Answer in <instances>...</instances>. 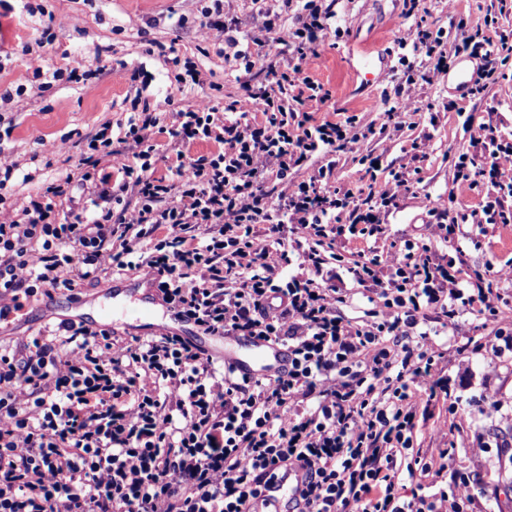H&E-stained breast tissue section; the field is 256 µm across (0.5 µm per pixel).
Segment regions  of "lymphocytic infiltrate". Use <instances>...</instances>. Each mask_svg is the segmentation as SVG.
I'll list each match as a JSON object with an SVG mask.
<instances>
[{"mask_svg":"<svg viewBox=\"0 0 512 512\" xmlns=\"http://www.w3.org/2000/svg\"><path fill=\"white\" fill-rule=\"evenodd\" d=\"M283 2L292 24H265L263 43L287 58L286 70L222 106L206 98L171 118L146 107L116 134L99 130L80 177L66 175L44 201L0 224V321L22 298L133 268L155 275L164 299L204 335L286 345L287 372L262 381L177 336L126 341L66 322L0 346V512H254L264 484L290 464L306 473L305 512H435L434 497L397 493L433 467L412 452L417 411L437 397L426 326L467 315L512 351L499 329L512 318V270L489 260L463 280L430 245L392 238L383 217L412 185L414 167L358 200L337 187L325 157L368 133L349 118L312 124L306 107L320 88L304 71L317 44L341 34L338 0ZM462 42L484 52L474 82L483 94L512 57V37L492 45L475 32ZM398 46L427 73L448 67L443 41L419 35ZM159 133L175 154L194 139L222 149L159 179ZM471 142L485 160L459 163L456 178L491 185L493 201L479 217L431 210L456 260L482 224L512 222V183L500 181L512 144L486 123ZM127 150L119 183L92 184L97 153ZM302 169L294 190L277 192ZM89 184L96 218L71 209L52 223L58 201ZM348 233L389 242L392 262L357 254L346 287L333 262ZM37 242L44 253L32 268L26 256ZM358 301L368 305L364 316L344 318L342 308ZM418 381L427 397L414 391Z\"/></svg>","mask_w":512,"mask_h":512,"instance_id":"1","label":"lymphocytic infiltrate"}]
</instances>
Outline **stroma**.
Returning <instances> with one entry per match:
<instances>
[{"mask_svg":"<svg viewBox=\"0 0 512 512\" xmlns=\"http://www.w3.org/2000/svg\"><path fill=\"white\" fill-rule=\"evenodd\" d=\"M491 0H426L421 17L407 16L404 0H339L342 35L335 45L317 48L305 71L328 98L314 111L315 121L355 118L359 128L373 127L375 136L347 144L335 155L336 183L358 197L390 181V172L419 156V172L400 207L387 218L394 236L434 242L428 211L444 205L457 213L482 210L489 197L485 186L470 188L455 181L460 155L476 156L472 127L493 122L512 132V59L501 65V78L481 96L453 88L469 50H459L447 72L416 78L407 97L395 89L407 78L399 60L400 37L425 30L431 38L459 42L463 34L482 30L488 37L512 34V11L499 13ZM202 0H0V89L12 90L0 104V165L16 164L22 180L0 203V221L14 219L30 200L40 199L47 186L76 172L89 136L103 124L125 122L144 105H161L175 113L203 97L225 103L266 79L273 59L268 48L251 46L248 59H227L218 53L223 28L205 24ZM286 26L290 20L278 7L262 12L257 0H224V22L243 32L264 23ZM49 25L56 38L39 45L38 24ZM377 68L370 82L356 70L362 56ZM192 63L209 85L182 87L173 58ZM82 59L91 75L79 82L51 81L53 71ZM478 244L469 248L461 267L468 276L486 261L512 264V223L487 224ZM123 279L135 281L137 271ZM113 272L74 291H62L52 314L40 297L0 323V342L16 343L62 321L106 330L130 339L142 328L135 315L103 322L112 305ZM437 362V377L448 394L419 410L414 446L421 455L438 456L450 449L447 470L415 476L399 486L404 497L434 494L456 483L462 512H512V354L497 351V341L484 337L467 319L454 335L428 336ZM498 410L487 413L486 400Z\"/></svg>","mask_w":512,"mask_h":512,"instance_id":"obj_1","label":"stroma"}]
</instances>
